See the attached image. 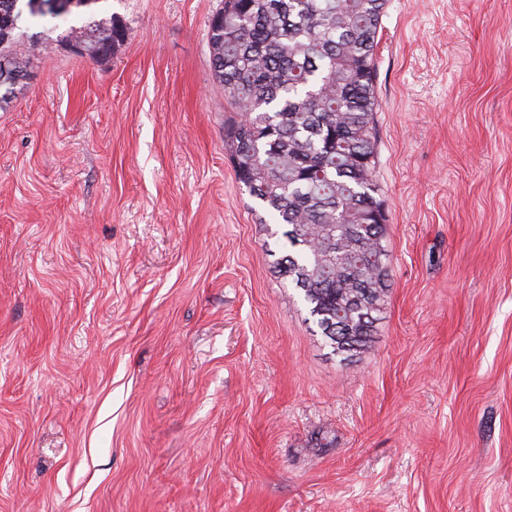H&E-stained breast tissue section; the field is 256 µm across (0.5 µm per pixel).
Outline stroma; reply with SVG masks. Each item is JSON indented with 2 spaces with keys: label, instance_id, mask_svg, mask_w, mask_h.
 <instances>
[{
  "label": "stroma",
  "instance_id": "stroma-1",
  "mask_svg": "<svg viewBox=\"0 0 512 512\" xmlns=\"http://www.w3.org/2000/svg\"><path fill=\"white\" fill-rule=\"evenodd\" d=\"M220 0H96L0 109V512H512V0H386L391 288L347 365L237 180ZM114 21L111 58L64 36Z\"/></svg>",
  "mask_w": 512,
  "mask_h": 512
}]
</instances>
